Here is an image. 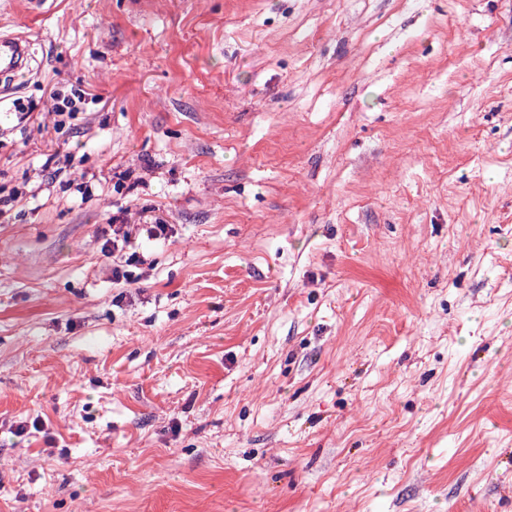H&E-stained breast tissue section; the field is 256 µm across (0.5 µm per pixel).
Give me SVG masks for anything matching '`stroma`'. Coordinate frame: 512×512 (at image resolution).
Returning <instances> with one entry per match:
<instances>
[{"label":"stroma","mask_w":512,"mask_h":512,"mask_svg":"<svg viewBox=\"0 0 512 512\" xmlns=\"http://www.w3.org/2000/svg\"><path fill=\"white\" fill-rule=\"evenodd\" d=\"M1 29L41 68L0 97V512H512V0ZM116 215L169 226L130 285ZM50 98L53 101L51 112L56 117L54 119L55 127H61L66 124L67 120L72 118L78 107L76 101L70 97H63L57 92H51Z\"/></svg>","instance_id":"obj_1"}]
</instances>
